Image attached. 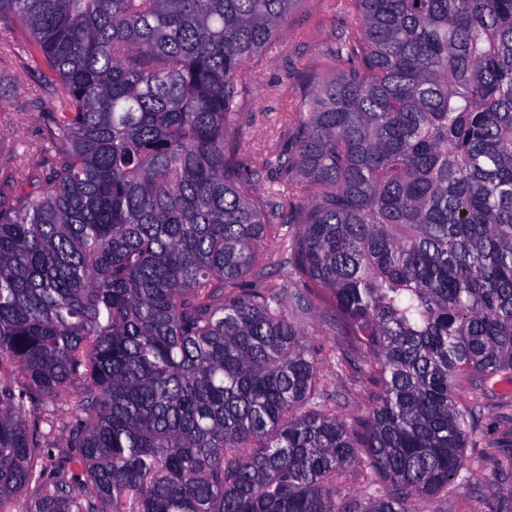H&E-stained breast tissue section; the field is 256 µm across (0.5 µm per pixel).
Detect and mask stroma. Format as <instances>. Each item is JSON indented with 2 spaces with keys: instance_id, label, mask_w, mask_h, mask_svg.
<instances>
[{
  "instance_id": "stroma-1",
  "label": "stroma",
  "mask_w": 512,
  "mask_h": 512,
  "mask_svg": "<svg viewBox=\"0 0 512 512\" xmlns=\"http://www.w3.org/2000/svg\"><path fill=\"white\" fill-rule=\"evenodd\" d=\"M351 0H301L289 14L283 37L256 63L241 114L228 134L250 148L262 147L270 130L288 121L287 93L296 91L301 72L316 70L327 44L353 24ZM22 60H0V167L21 145L42 142L46 120L36 80L17 85L10 76ZM481 406L479 430L465 453L471 462L467 481L447 499L429 503L430 512H494L503 493L512 491V398L470 391Z\"/></svg>"
}]
</instances>
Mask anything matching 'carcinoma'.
I'll use <instances>...</instances> for the list:
<instances>
[{
  "instance_id": "carcinoma-1",
  "label": "carcinoma",
  "mask_w": 512,
  "mask_h": 512,
  "mask_svg": "<svg viewBox=\"0 0 512 512\" xmlns=\"http://www.w3.org/2000/svg\"><path fill=\"white\" fill-rule=\"evenodd\" d=\"M299 2L0 0L51 123L0 180V512H428L469 470L456 380L512 394V0H353L256 154L243 68ZM337 382L338 386H341L342 389L346 388L351 392L350 402L342 409V414L350 415L357 413L360 407L363 408L367 404V398L363 391L364 385L358 379L343 372L339 373Z\"/></svg>"
}]
</instances>
